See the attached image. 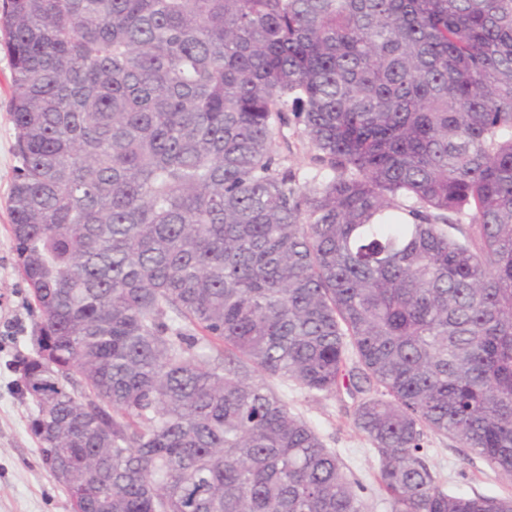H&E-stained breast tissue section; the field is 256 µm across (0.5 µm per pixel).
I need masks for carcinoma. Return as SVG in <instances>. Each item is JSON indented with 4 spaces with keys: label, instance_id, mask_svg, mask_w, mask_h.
<instances>
[{
    "label": "carcinoma",
    "instance_id": "cac0c4a2",
    "mask_svg": "<svg viewBox=\"0 0 512 512\" xmlns=\"http://www.w3.org/2000/svg\"><path fill=\"white\" fill-rule=\"evenodd\" d=\"M0 46L70 512H365L267 378L346 392L391 512H512L422 447L512 480V0H6ZM283 138L279 140V151L282 156L288 158V165L298 174L301 182L310 178L316 173V166L311 156L314 153L307 141L301 137L299 127L291 122L290 125L283 127ZM428 459L448 492L471 495L473 491L512 497V481L496 475L489 466L449 437L427 431Z\"/></svg>",
    "mask_w": 512,
    "mask_h": 512
}]
</instances>
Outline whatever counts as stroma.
<instances>
[{"label": "stroma", "instance_id": "stroma-1", "mask_svg": "<svg viewBox=\"0 0 512 512\" xmlns=\"http://www.w3.org/2000/svg\"><path fill=\"white\" fill-rule=\"evenodd\" d=\"M12 74L10 59L0 48V512H69L66 495L43 467L38 443L29 430L35 407L18 387L22 361L32 352L36 314L28 286L16 270L7 209L16 166L9 110L14 93ZM282 132L281 155L287 157L300 179L310 178L317 167L298 126H285ZM270 385L291 412L310 423L326 447L336 451L347 471L365 485L368 512H390L376 492L378 456L353 425L350 399L311 393L277 379ZM424 446L449 492L512 497V481L496 475L451 438L430 433L424 438Z\"/></svg>", "mask_w": 512, "mask_h": 512}]
</instances>
